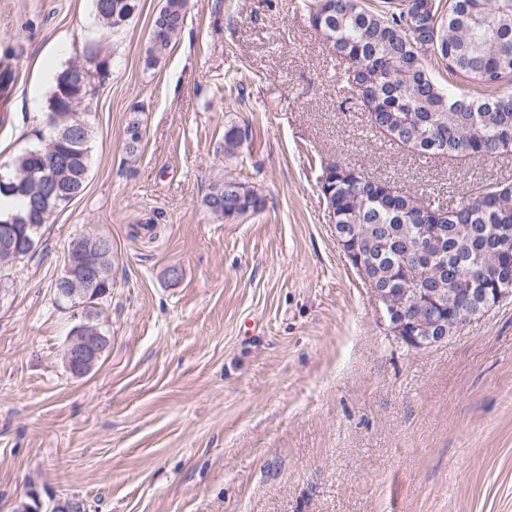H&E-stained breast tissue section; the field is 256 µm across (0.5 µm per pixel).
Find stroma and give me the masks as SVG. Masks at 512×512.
<instances>
[{
  "label": "stroma",
  "mask_w": 512,
  "mask_h": 512,
  "mask_svg": "<svg viewBox=\"0 0 512 512\" xmlns=\"http://www.w3.org/2000/svg\"><path fill=\"white\" fill-rule=\"evenodd\" d=\"M163 0L119 30L92 0H0V163L46 132L65 68L104 46L83 194L42 227L0 303V512L36 491L87 512H512V299L447 343L413 351L378 322L336 243L319 179L336 160L403 192L457 203L512 183V155H418L371 128L346 63L303 0H189L160 65L144 67ZM140 109L137 155L125 127ZM247 128L224 154V128ZM232 176L262 211L227 221L201 200ZM155 221L157 236L135 235ZM112 241L110 338L89 375L66 370L78 322L55 301L69 243ZM180 278L171 281L169 268Z\"/></svg>",
  "instance_id": "stroma-1"
}]
</instances>
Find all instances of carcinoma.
Segmentation results:
<instances>
[{
    "mask_svg": "<svg viewBox=\"0 0 512 512\" xmlns=\"http://www.w3.org/2000/svg\"><path fill=\"white\" fill-rule=\"evenodd\" d=\"M136 0H93L98 24L117 29L128 22ZM310 26L319 31L342 61L359 69L345 71V82L367 112L372 127L390 140L408 144L421 155L431 145L449 155L463 153L488 158L505 153L512 142V0H388L381 9L364 0H308ZM188 0H164L152 27L162 37L149 38L145 68H156L180 35ZM84 57L99 60L84 72L83 82L65 96L52 92L49 122L72 123L73 109L89 101L95 81L110 70L109 55L97 43ZM436 61L453 74L472 77L482 92L465 96L444 88L430 67ZM127 153L138 151L143 121L133 111L125 131ZM93 128L90 122L73 140L57 142L66 160L61 180L84 191L90 164ZM247 133L231 124L224 130V154L232 156ZM50 138L11 160V177L21 191L10 195L22 209L8 217L23 238L37 240L55 211L72 201L57 198L43 184L40 152ZM320 191L336 226L348 231L370 274L384 288H435L448 313V334L458 327L452 318L462 297L460 288H497L512 274V184L481 186L457 204L425 201L396 190L390 182L333 162L323 169ZM213 215L225 220L257 213L265 196L255 186L234 178L212 183L202 200ZM438 224L442 241L437 250L419 248L421 225Z\"/></svg>",
    "mask_w": 512,
    "mask_h": 512,
    "instance_id": "carcinoma-1",
    "label": "carcinoma"
}]
</instances>
